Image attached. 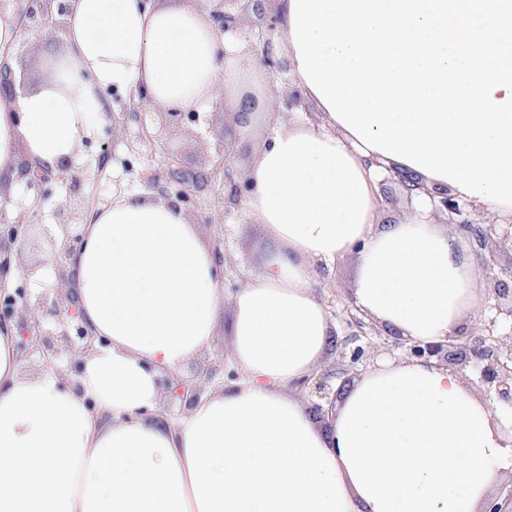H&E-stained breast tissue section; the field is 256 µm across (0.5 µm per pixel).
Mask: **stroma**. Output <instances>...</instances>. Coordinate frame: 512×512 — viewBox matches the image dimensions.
I'll list each match as a JSON object with an SVG mask.
<instances>
[{
  "label": "stroma",
  "instance_id": "obj_1",
  "mask_svg": "<svg viewBox=\"0 0 512 512\" xmlns=\"http://www.w3.org/2000/svg\"><path fill=\"white\" fill-rule=\"evenodd\" d=\"M65 29L32 19L21 27L13 58L17 74L23 75L26 85H33L42 75L43 59L48 52L65 46ZM130 98L113 97L115 125L102 126L91 143L84 145L74 163L72 174L66 178H51L36 189L18 183L16 200L25 203L33 198L37 207L29 212L28 237L17 253L20 272L17 283L31 295L41 297L46 316L52 323L51 312L56 298L58 275L53 265L43 268L41 280L28 277L27 271L40 261L46 252L56 250V231L62 216L84 222L89 208L111 204L112 197L121 192H157L169 183L168 152L179 150L186 167L205 173L206 179L196 191V206L191 212L194 223L207 242L222 241L224 253V286L234 291L246 276L257 271L270 248L263 225L248 220L242 207L227 208L224 189V163L214 151L215 139L211 126L221 125L222 115L200 124L174 129L157 138L145 139L140 122L131 116ZM108 150H101V143ZM448 234L458 245L472 254L483 296H491L502 268L512 265V244L503 243L494 261L475 256V247L462 235L456 225H449ZM356 272L355 256L337 260L331 271L318 279L317 290L330 314H339L349 297Z\"/></svg>",
  "mask_w": 512,
  "mask_h": 512
}]
</instances>
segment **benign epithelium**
Returning <instances> with one entry per match:
<instances>
[{"label": "benign epithelium", "mask_w": 512, "mask_h": 512, "mask_svg": "<svg viewBox=\"0 0 512 512\" xmlns=\"http://www.w3.org/2000/svg\"><path fill=\"white\" fill-rule=\"evenodd\" d=\"M53 0H25L21 14L32 19L40 16L45 20L52 18L48 5ZM217 5L210 10V16L215 27L226 36L233 37L237 42L244 44V50L238 52H224V65H233L244 69L256 62L265 69L285 74L290 71V63L274 53L273 37L280 22L277 14L265 6L267 0H216ZM256 19V24L245 28L244 20ZM268 105L271 112L284 114L298 107L302 98L295 93L284 94L275 84L268 87ZM258 106L257 99L247 94L238 100L234 107L233 124H224V130L216 135V149L224 158V183L230 186L227 202L238 204L250 191V184L246 181H235L234 164L237 160L250 153V144L245 136V129L251 125L252 115ZM160 131L171 128L187 127L199 122L200 113L193 110L154 113ZM172 160L175 167L172 169L171 187L161 190L164 195H175L188 209L194 208V194L204 174L194 172L183 165L181 158L174 155ZM20 175L28 185L44 183L51 171L38 165L25 162L21 166ZM431 202L437 212H446L451 215L463 214L462 206L448 192H430ZM460 231L473 241L475 246L489 254L497 252L498 247L505 240L512 241V225L504 229L495 223L492 217H484L480 222H473L463 218L457 222ZM28 225L20 218L13 222H3L0 225L1 245H22L27 239ZM80 243V233L66 232L64 244L58 253H52L42 260V263H58L61 257H69ZM71 282L69 273L61 274V286L58 291V300L54 303L56 315L62 316L60 329L53 332L44 330L40 324L42 302L32 299L27 293L19 291L3 295L5 309L0 311V323L7 321L19 322L21 341L18 350L21 355L39 354L46 366L54 364L58 355V346L68 347L73 353V363L78 365L81 358L95 346L93 336L82 323L76 306L73 288L66 287ZM495 302L488 305L493 315L480 321L475 338L469 342L453 343V340L437 343H421L393 336L388 346L407 359L437 364L467 376L472 372L476 381L484 390V394L493 403V407L512 411V330L504 334H497V329L505 324L512 326V266L500 269L497 288L494 289ZM354 306H345L342 310V320L347 327L353 329L347 341L352 347L343 350L342 357L348 359V366L353 367L367 361L371 348V336L382 335V330L373 323H366L363 319L351 313ZM367 342L360 343V340ZM221 365L214 364L207 369L206 380H178L173 381L168 375L157 379L158 387L164 396L180 402L183 411H188L199 400L206 389V383L211 381ZM331 374H321L309 386L308 395L316 397L312 403L319 417H324L322 404H332L339 390L330 384Z\"/></svg>", "instance_id": "7a95c632"}]
</instances>
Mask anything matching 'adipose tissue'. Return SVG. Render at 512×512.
Listing matches in <instances>:
<instances>
[{
    "label": "adipose tissue",
    "instance_id": "adipose-tissue-1",
    "mask_svg": "<svg viewBox=\"0 0 512 512\" xmlns=\"http://www.w3.org/2000/svg\"><path fill=\"white\" fill-rule=\"evenodd\" d=\"M274 8L316 112L277 121L243 169L263 264L228 295L176 197L90 210L68 267L103 342L81 391L52 369L22 375L16 329L0 326V512H483L512 479L511 423L447 367L371 368L326 420L300 390L340 337L314 283L348 254L355 305L401 338L447 340L476 312L474 266L427 193L512 219V0ZM223 47L206 0H71L64 51L36 85L0 90V210L16 214L20 159H76L108 89L211 109ZM393 172L425 190L413 217L383 224ZM226 305L235 379L160 414L158 377L211 348Z\"/></svg>",
    "mask_w": 512,
    "mask_h": 512
}]
</instances>
